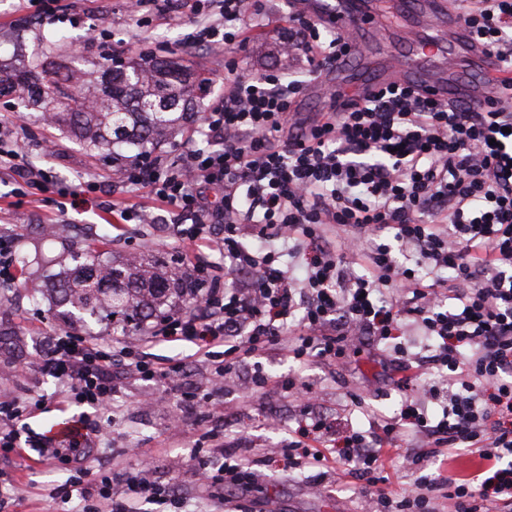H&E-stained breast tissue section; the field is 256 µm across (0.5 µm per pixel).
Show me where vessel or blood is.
Wrapping results in <instances>:
<instances>
[{
	"mask_svg": "<svg viewBox=\"0 0 512 512\" xmlns=\"http://www.w3.org/2000/svg\"><path fill=\"white\" fill-rule=\"evenodd\" d=\"M299 7L345 34L351 46L375 51L369 73L350 72L340 63L332 66L329 84L344 96L362 93L375 82L399 79L419 85L435 99L462 98L481 108L500 91L503 74L494 58L483 52L475 36L457 23L450 0H430L427 7L419 10L416 23L404 27L401 36L407 51L402 56L379 50L382 18L374 0H338L330 11L323 9L320 0H301ZM441 24L448 27L447 38H426V30ZM461 52L482 70L483 84L474 86L460 78H449L446 71L430 70L433 59L452 61Z\"/></svg>",
	"mask_w": 512,
	"mask_h": 512,
	"instance_id": "1",
	"label": "vessel or blood"
}]
</instances>
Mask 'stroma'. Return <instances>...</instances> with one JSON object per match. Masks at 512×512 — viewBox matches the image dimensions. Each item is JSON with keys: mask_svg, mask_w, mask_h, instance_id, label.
<instances>
[{"mask_svg": "<svg viewBox=\"0 0 512 512\" xmlns=\"http://www.w3.org/2000/svg\"><path fill=\"white\" fill-rule=\"evenodd\" d=\"M287 10L286 0H269L266 16L252 20L249 43L234 53L237 76L252 78L268 69L301 70L300 62L288 61L279 52V41L285 35L279 19ZM44 25L63 29L74 37L73 43L53 53L55 61L67 64L76 55L81 68L93 73L102 54L111 52L113 47H121L127 56L154 48L158 59L189 60L202 75L210 77L211 97L224 93L228 77L225 51L188 46L187 37L193 30L189 11L154 17L148 24L140 25L126 16L119 0H63L58 17L45 20ZM25 128L33 165L52 168L58 177L71 183L90 173L102 181L110 174L111 157L88 158L65 132L47 129L31 118L26 120ZM111 201V195H103L91 206L72 208L62 214L45 196L20 201L11 196L9 186L0 185V232L20 230L22 239L16 253L29 262L27 287L0 289V303L8 307L7 313H0V325L19 333L16 346L0 348V361L13 365L7 392L23 401H38L26 420L22 438L35 442L50 435L57 422L86 415L93 427L88 436L91 453L85 462L90 475L111 471L118 465L140 469L143 451H151L153 478L175 483L185 502V512H322L328 501L334 502L337 512H362L364 495L347 465L337 467L315 493L311 490L312 474L291 470L280 458L265 468L274 488L246 496L228 492L224 497L210 499L199 497L184 469L191 448L201 435H208L209 445L235 448L253 459L261 449L279 447L296 428L299 413L294 403L276 388L245 399L249 379L258 369L272 376L291 374L311 385L321 395V411L335 417L342 429L365 430L373 418L399 413L417 395L393 386L391 359L377 347L348 353L333 367L315 361L300 367L288 360L282 350L267 351L258 359L241 364L236 375L226 382L224 399L235 404L234 412L225 414L217 408L206 414L195 410L188 414V423L181 430L166 426L165 408L176 402V394L156 382L130 383L115 398L113 408L107 410L61 402L55 382L43 375L39 366L47 334L65 326L64 321L54 316L52 308L53 287L67 262L68 249L105 238L109 241L107 258L111 261L120 262L132 256L155 260L175 252L171 215L165 204L146 194H137L131 197V204L150 210L157 218L156 223L119 226L109 209ZM141 336L138 330L129 336L139 352L160 366L179 360L186 362V385L200 386L201 366L194 345L149 343L142 341ZM354 393L360 394L361 405H352L350 396ZM74 470V464L53 459L35 465L28 456L15 451L1 456L0 483L12 484L13 491L0 497V512H75V501L66 502L61 497L62 487Z\"/></svg>", "mask_w": 512, "mask_h": 512, "instance_id": "obj_1", "label": "stroma"}]
</instances>
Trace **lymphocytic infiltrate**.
<instances>
[{"label": "lymphocytic infiltrate", "mask_w": 512, "mask_h": 512, "mask_svg": "<svg viewBox=\"0 0 512 512\" xmlns=\"http://www.w3.org/2000/svg\"><path fill=\"white\" fill-rule=\"evenodd\" d=\"M461 22L512 73V0H453ZM193 45L246 44L247 17L265 0H191ZM283 53L301 57L304 77L267 72L234 76L203 112L199 132L211 150L186 144L177 162L150 152L114 170L112 184L146 192L174 216L177 249L198 285V307L162 317L151 338L197 346L211 382L272 347L294 362L332 363L370 344L405 357L400 341L416 325L424 362L454 382L430 387L439 414L410 404L369 430H348L329 449L330 415L314 413L309 388L288 376L254 372L252 390L280 388L300 401L302 421L279 448L292 469L320 475L356 466L368 512H439L440 491L452 512H512V85L486 107L429 98L415 84H380L346 105L302 116L299 98L325 65L350 57L341 33L304 13L285 15ZM20 195L53 191L59 210L86 204L98 181L72 184L27 161L23 126L0 123V158ZM342 228L336 244L327 225ZM409 251L414 266L398 262ZM224 274L213 273V255ZM452 269V279L440 278ZM122 370H115V363ZM65 402L109 407L130 380L175 386L186 370L157 366L129 346L103 344L74 331L52 333L42 359ZM420 446L402 454L404 435ZM464 449L483 463L473 477L446 465ZM436 464L416 491L391 496L383 485L395 456ZM189 470L205 494L243 492L263 481L252 460L195 449ZM81 512H141L142 504L175 512L180 499L148 469L117 470L91 482L67 480Z\"/></svg>", "instance_id": "obj_1"}]
</instances>
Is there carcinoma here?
Returning <instances> with one entry per match:
<instances>
[{
	"mask_svg": "<svg viewBox=\"0 0 512 512\" xmlns=\"http://www.w3.org/2000/svg\"><path fill=\"white\" fill-rule=\"evenodd\" d=\"M65 39L56 30L37 36L28 53L19 48L8 57L0 55V96L12 95L52 116L51 127L67 130L90 155L141 152L164 140L174 127L188 135L197 102L211 90L209 78L181 59L115 62L108 55L99 76L88 83L81 72H62L42 59L47 47ZM103 255L93 243L71 252L70 274L54 288L72 323L86 326L102 317L125 334L162 316L169 300L189 302L195 296L188 276L172 270L175 259L115 264Z\"/></svg>",
	"mask_w": 512,
	"mask_h": 512,
	"instance_id": "1",
	"label": "carcinoma"
}]
</instances>
